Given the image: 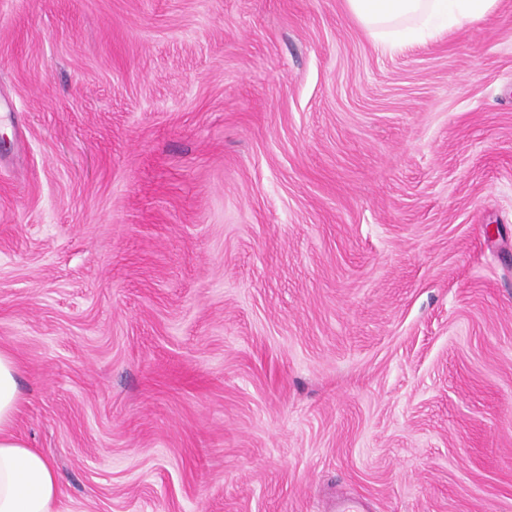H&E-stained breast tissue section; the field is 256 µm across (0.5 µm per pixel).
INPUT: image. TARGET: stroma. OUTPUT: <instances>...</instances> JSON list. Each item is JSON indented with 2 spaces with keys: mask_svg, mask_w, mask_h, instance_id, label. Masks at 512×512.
<instances>
[{
  "mask_svg": "<svg viewBox=\"0 0 512 512\" xmlns=\"http://www.w3.org/2000/svg\"><path fill=\"white\" fill-rule=\"evenodd\" d=\"M0 349L78 512H512V0H0ZM353 19L375 40L399 45L484 19L496 0H344Z\"/></svg>",
  "mask_w": 512,
  "mask_h": 512,
  "instance_id": "35a3bbf8",
  "label": "stroma"
}]
</instances>
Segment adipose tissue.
Returning a JSON list of instances; mask_svg holds the SVG:
<instances>
[{"label": "adipose tissue", "mask_w": 512, "mask_h": 512, "mask_svg": "<svg viewBox=\"0 0 512 512\" xmlns=\"http://www.w3.org/2000/svg\"><path fill=\"white\" fill-rule=\"evenodd\" d=\"M496 0H345L348 13L375 40L398 45L484 19ZM18 362L0 350V512H60L52 462L14 432L19 409Z\"/></svg>", "instance_id": "obj_1"}]
</instances>
